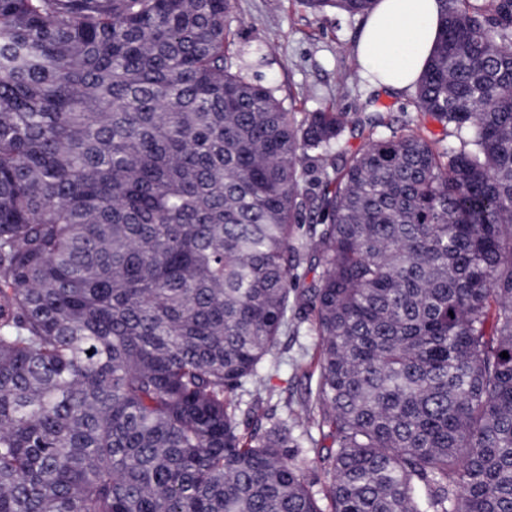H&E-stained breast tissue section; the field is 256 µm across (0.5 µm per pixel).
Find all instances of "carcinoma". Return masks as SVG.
<instances>
[{
    "label": "carcinoma",
    "mask_w": 512,
    "mask_h": 512,
    "mask_svg": "<svg viewBox=\"0 0 512 512\" xmlns=\"http://www.w3.org/2000/svg\"><path fill=\"white\" fill-rule=\"evenodd\" d=\"M439 3L458 145L353 152L233 71L231 0H0V512H512V0ZM305 322L321 490L269 406Z\"/></svg>",
    "instance_id": "1"
}]
</instances>
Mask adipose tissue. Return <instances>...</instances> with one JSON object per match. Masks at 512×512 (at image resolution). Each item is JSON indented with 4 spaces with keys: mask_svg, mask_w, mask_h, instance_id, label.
<instances>
[{
    "mask_svg": "<svg viewBox=\"0 0 512 512\" xmlns=\"http://www.w3.org/2000/svg\"><path fill=\"white\" fill-rule=\"evenodd\" d=\"M438 0H378L358 39L359 65L392 90L414 89L438 39Z\"/></svg>",
    "mask_w": 512,
    "mask_h": 512,
    "instance_id": "adipose-tissue-1",
    "label": "adipose tissue"
}]
</instances>
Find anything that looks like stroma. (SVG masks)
<instances>
[{"instance_id":"35a3bbf8","label":"stroma","mask_w":512,"mask_h":512,"mask_svg":"<svg viewBox=\"0 0 512 512\" xmlns=\"http://www.w3.org/2000/svg\"><path fill=\"white\" fill-rule=\"evenodd\" d=\"M229 16L233 33L230 55L234 70L249 80L272 83L277 97L295 112L326 106L357 119L369 112L390 116L395 124L416 121L425 135L446 138L442 125L417 114L412 92L395 93L371 84L357 62L355 43L364 22L329 9L312 12L299 0H233ZM320 338L309 324L283 337L273 354L279 364L270 381L273 403L290 414L303 413V402L314 375L301 363L315 355Z\"/></svg>"}]
</instances>
